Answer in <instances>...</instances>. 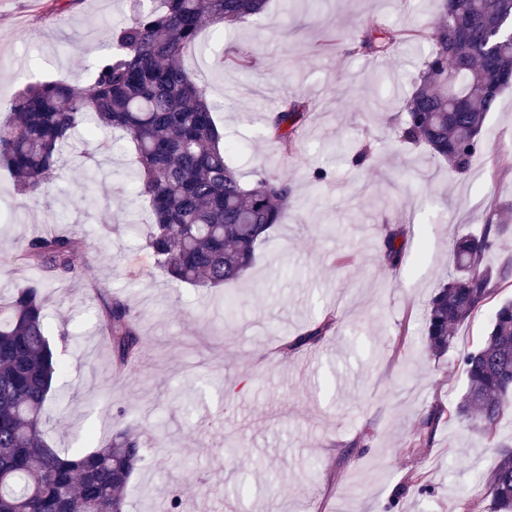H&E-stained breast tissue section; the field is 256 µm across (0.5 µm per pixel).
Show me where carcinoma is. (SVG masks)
<instances>
[{"label": "carcinoma", "instance_id": "cac0c4a2", "mask_svg": "<svg viewBox=\"0 0 512 512\" xmlns=\"http://www.w3.org/2000/svg\"><path fill=\"white\" fill-rule=\"evenodd\" d=\"M108 29L84 85L61 80L25 86L0 120V168L19 191L36 196L57 179L73 136L119 132L132 144L138 170L135 192L149 200L153 222L146 245L156 268L171 282L220 288L240 280L281 222L292 186L262 174L251 185L229 164L231 146L214 117L205 89L183 67L201 32L263 14L268 0H159ZM441 22L420 37L431 44L405 99L399 137L427 146L456 175L469 172L482 153L488 112L512 86V0H440ZM413 34L373 19L350 36L353 53L377 57L412 40ZM306 105L285 99L268 117V130L283 152L292 149ZM503 206L491 203L477 237L462 235L453 248L454 272L425 306V344L439 358L454 346L458 327L512 282V252L504 245L509 225ZM403 230L388 228L383 259L403 260ZM85 240L46 232L24 244L25 259L44 281L19 283L0 302V512H125V490L142 461L131 427L115 417L104 444L78 456L44 437L45 407L63 371L58 342L46 329V282L76 274L73 257ZM498 260L491 265L489 255ZM329 317L295 344H312L332 330ZM99 329L112 359L135 365L141 354L138 318L120 296L100 297ZM467 386L460 400L435 405L416 432L428 444L443 420L497 437L499 417L512 409V300L500 303L485 340L461 356ZM494 512H512V449L499 453L486 483Z\"/></svg>", "mask_w": 512, "mask_h": 512}]
</instances>
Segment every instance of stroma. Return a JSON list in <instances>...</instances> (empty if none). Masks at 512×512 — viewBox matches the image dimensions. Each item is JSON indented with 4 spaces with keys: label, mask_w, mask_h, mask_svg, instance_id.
Returning a JSON list of instances; mask_svg holds the SVG:
<instances>
[{
    "label": "stroma",
    "mask_w": 512,
    "mask_h": 512,
    "mask_svg": "<svg viewBox=\"0 0 512 512\" xmlns=\"http://www.w3.org/2000/svg\"><path fill=\"white\" fill-rule=\"evenodd\" d=\"M134 0H0V118L27 84H83ZM407 30L439 22L435 0H271L266 12L204 32L183 65L218 108L215 119L241 179L288 176L293 198L237 283L214 291L168 282L145 237L152 221L124 177L126 140L99 157L107 178L85 207L89 171L65 153L37 198L0 169V294L41 273L24 264L26 239L47 230L85 239L78 277L47 290L50 336L67 332L64 371L46 407L44 433L71 455L108 438L117 411L145 459L125 492L126 512H490L485 480L497 451L458 423L429 447L408 442L436 404L460 398V354L486 336L500 290L460 327L455 344L428 357L424 308L453 270L452 240L479 233L490 200L512 203V88L488 118L483 153L467 175L449 173L427 147L395 142L428 42L367 58L343 51L342 34L366 20ZM251 50L248 72L231 64ZM310 110L297 151L282 154L266 118L284 99ZM361 148L372 160L355 168ZM501 168L489 177L492 162ZM330 182L312 181L316 167ZM405 231L404 261L381 257L386 228ZM121 295L141 320L137 367L117 373L99 332L95 289ZM320 361L292 342L327 315ZM423 474L429 487L406 489Z\"/></svg>",
    "instance_id": "stroma-1"
}]
</instances>
